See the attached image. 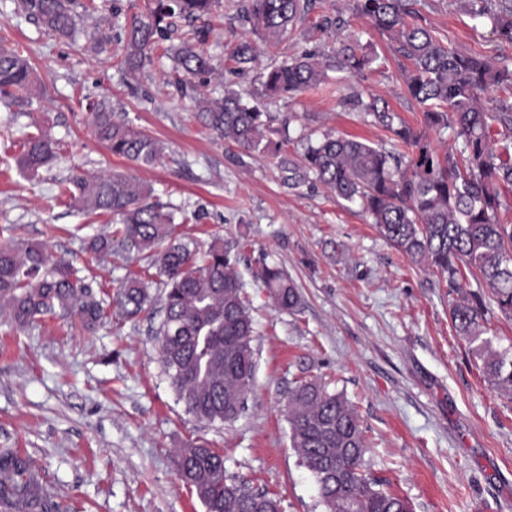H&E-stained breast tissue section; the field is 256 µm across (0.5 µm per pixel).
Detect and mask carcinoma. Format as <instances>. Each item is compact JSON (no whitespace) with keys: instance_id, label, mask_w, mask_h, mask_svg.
<instances>
[{"instance_id":"obj_1","label":"carcinoma","mask_w":512,"mask_h":512,"mask_svg":"<svg viewBox=\"0 0 512 512\" xmlns=\"http://www.w3.org/2000/svg\"><path fill=\"white\" fill-rule=\"evenodd\" d=\"M317 0H248L242 19L251 37L241 39L230 59L242 69L258 60L259 44L277 46L316 7ZM417 0H352L353 14L395 47L409 66L402 70L408 95L422 108L424 128L403 121L379 99L351 101L353 108L389 131L386 150L356 138L325 133L307 142L290 171H302L330 193L359 205L379 233L412 262L426 265L448 287L460 288L463 271L490 289L501 313L512 317V224L498 219L505 193L512 192V99L495 111L482 106L490 88L512 90V66L493 65L480 54L459 52L421 23ZM215 0H146L145 9L126 33L120 60L135 72L153 62L157 43L174 31L176 20L209 18ZM74 0H19V7L55 35L75 30ZM472 19L490 24L493 33L512 43V0H462ZM204 32L182 41L174 72L185 90L195 92L213 73L203 48ZM330 53L305 48L262 74L261 94L246 99L232 89L221 99L202 98L200 112L216 135L246 153L282 144L267 138L276 120L266 101L314 89L331 72L359 73L374 57L360 42L338 38ZM33 71L27 56L0 47V99L30 102ZM95 139L115 157L155 165L163 146L139 128L112 118L105 101L92 106ZM451 130L456 147L441 153L427 131ZM57 157L56 142L40 127L26 134L18 158L21 169L37 174ZM59 196L82 208L119 217L112 233L93 238L89 249L112 254L118 243L139 253L149 251L165 288V315L155 332L159 360L177 401L209 424L235 420L244 408L254 379L251 342L253 319L245 283L235 270L239 243L215 239L192 251L173 233L174 214L151 191L123 173L75 176L60 185ZM255 278L276 307L296 310L301 297L279 268L262 265ZM152 303L144 277L131 273L111 296L77 276L71 260L53 257L38 243L0 246V311L19 326L47 315L74 314L92 331L115 308L133 318ZM458 335L474 345L486 378L512 395V355L482 339L480 299L464 297L451 308ZM286 412L291 447L315 479L326 512H413L412 503L379 488L364 471L366 430L349 401L317 379L298 384ZM179 479L195 493L205 512H276L280 501L267 492L227 482L223 456L205 443H187L174 458ZM0 512H61L44 476L10 448H0Z\"/></svg>"}]
</instances>
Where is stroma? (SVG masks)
I'll use <instances>...</instances> for the list:
<instances>
[{
	"instance_id": "obj_1",
	"label": "stroma",
	"mask_w": 512,
	"mask_h": 512,
	"mask_svg": "<svg viewBox=\"0 0 512 512\" xmlns=\"http://www.w3.org/2000/svg\"><path fill=\"white\" fill-rule=\"evenodd\" d=\"M244 4L219 0L214 9L206 48L217 76L209 98L228 88L259 93L262 68L306 45L295 34L260 65L234 70L227 57L244 33ZM144 5L95 0L93 10L78 11L73 36L62 37L22 12L18 0H0V42L28 56L41 91L25 105L0 101V132H11L0 135V244H43L112 291L128 272L147 267L148 257L93 258L86 247L111 231L112 219L67 204L58 185L112 171L149 184L154 200L174 211L182 242L240 241L236 269L255 327L254 383L244 411L224 425L201 422L177 402L151 332L163 316L156 282L153 319L115 313L91 334L72 315L24 328L0 315V448L26 456L69 512H204L173 461L189 441L223 454L227 477L276 496L282 512H324L311 473L290 446L285 411L299 381L322 377L344 393L366 429L367 474L412 501L415 512H512V396L487 380L450 309L460 295L482 297L483 335L498 350H512V319L472 276L456 292L411 263L359 206L318 182L291 178L276 158L218 139L196 100L175 85L164 52L140 72L120 68L124 33ZM417 8L449 47L512 64V44L473 20L459 0H418ZM322 15L341 18L344 34L359 36L378 60L269 103L289 125L287 155L326 132L391 147L390 133L342 101L382 98L419 125L422 110L400 76L403 58L353 18L348 0H320L304 30ZM101 99L114 119L163 144L159 163L133 164L94 139L88 104ZM37 124L57 140L58 156L33 177L17 158ZM265 263L296 283V311L275 308L254 279Z\"/></svg>"
}]
</instances>
